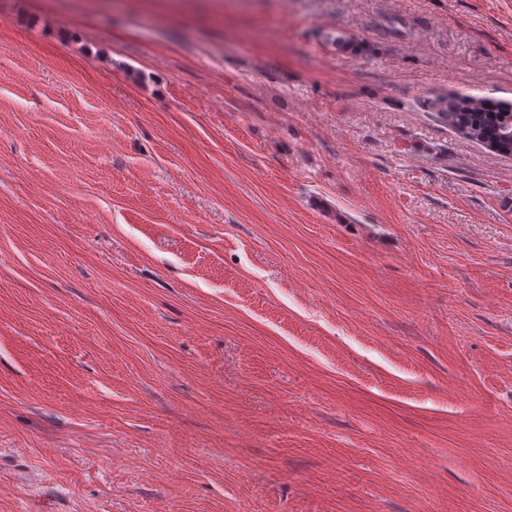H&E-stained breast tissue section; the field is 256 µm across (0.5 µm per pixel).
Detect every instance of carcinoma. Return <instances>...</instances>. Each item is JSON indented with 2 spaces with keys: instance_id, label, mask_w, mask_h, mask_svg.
Wrapping results in <instances>:
<instances>
[{
  "instance_id": "carcinoma-1",
  "label": "carcinoma",
  "mask_w": 512,
  "mask_h": 512,
  "mask_svg": "<svg viewBox=\"0 0 512 512\" xmlns=\"http://www.w3.org/2000/svg\"><path fill=\"white\" fill-rule=\"evenodd\" d=\"M440 120L464 136L485 144L493 151L512 156V140L503 139L504 118L507 112L497 108L485 111L486 103L467 96H440L431 102Z\"/></svg>"
}]
</instances>
